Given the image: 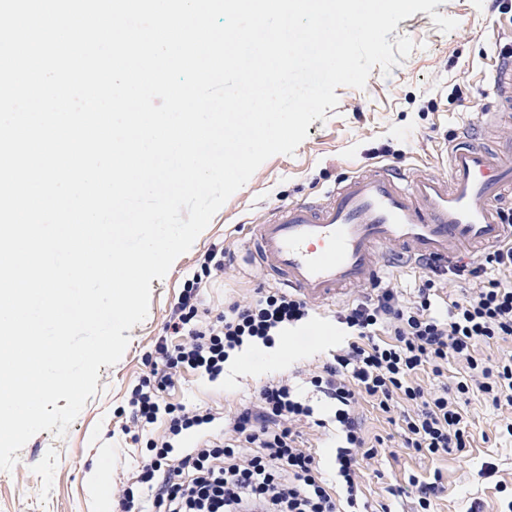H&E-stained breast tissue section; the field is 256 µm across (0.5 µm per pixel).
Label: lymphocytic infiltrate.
<instances>
[{"label":"lymphocytic infiltrate","mask_w":512,"mask_h":512,"mask_svg":"<svg viewBox=\"0 0 512 512\" xmlns=\"http://www.w3.org/2000/svg\"><path fill=\"white\" fill-rule=\"evenodd\" d=\"M223 270L219 259L186 280L147 358L148 374L129 392L123 433L161 430L113 487L118 512H132L145 495L155 512H392L395 500L406 512H433L444 490L438 470L429 480L409 477L407 488H386L377 501L364 493L365 469L388 451L362 422L366 404L399 427L402 447L436 461L469 447L464 407L476 396L501 411L498 434L512 438V241L449 265L445 278H425L411 292L396 278L373 279L338 311L343 341L306 373L333 408L329 420L316 417L283 376L227 412L170 401L183 373L218 381L231 357L250 345L273 346L312 312L290 292L261 288L202 320V278ZM326 427L336 448L330 477L316 453Z\"/></svg>","instance_id":"lymphocytic-infiltrate-1"}]
</instances>
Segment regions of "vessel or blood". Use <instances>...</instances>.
<instances>
[{
	"label": "vessel or blood",
	"instance_id": "vessel-or-blood-1",
	"mask_svg": "<svg viewBox=\"0 0 512 512\" xmlns=\"http://www.w3.org/2000/svg\"><path fill=\"white\" fill-rule=\"evenodd\" d=\"M500 59L494 86L512 99V52ZM507 188L512 156L465 138L448 152L447 178L386 165L344 180L323 199L277 207L254 227L255 255L282 287L332 305L371 280L381 258L396 267L427 258L443 270L472 249L512 240V227L498 216Z\"/></svg>",
	"mask_w": 512,
	"mask_h": 512
}]
</instances>
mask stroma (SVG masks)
I'll return each instance as SVG.
<instances>
[{
	"mask_svg": "<svg viewBox=\"0 0 512 512\" xmlns=\"http://www.w3.org/2000/svg\"><path fill=\"white\" fill-rule=\"evenodd\" d=\"M507 10L492 9L489 0H443L433 13L457 20L441 32L430 14L417 12L398 22L387 40L398 61L390 74L373 67L365 88H336L338 105L314 120L294 154L265 161L249 181L214 215L192 248L173 263L163 279L151 282L149 312L129 332L130 342L113 366H100L97 392L65 437L43 431L18 451L12 471H0V512H100L90 490L98 469L109 483L123 479L145 451L120 430L118 411L127 405L131 387L147 374L145 357L154 349L184 283L201 274L210 251L224 254L223 274L203 277L201 297L208 318H216L225 299L274 287L248 253L250 227L266 220L278 206L319 197L346 178L379 163H396L447 177L445 155L462 128L479 113L511 109L493 89L496 54L512 34V0ZM264 381L226 367L224 379L201 376L182 380L176 396L197 406L230 409L249 397ZM473 440L467 451L435 462L400 448L395 456L374 464L365 477L369 493L406 485L409 476L432 477L441 469L444 491L435 512H498L496 479L482 475L493 464L499 475H512V443L497 434L496 411L472 402Z\"/></svg>",
	"mask_w": 512,
	"mask_h": 512,
	"instance_id": "1",
	"label": "stroma"
}]
</instances>
